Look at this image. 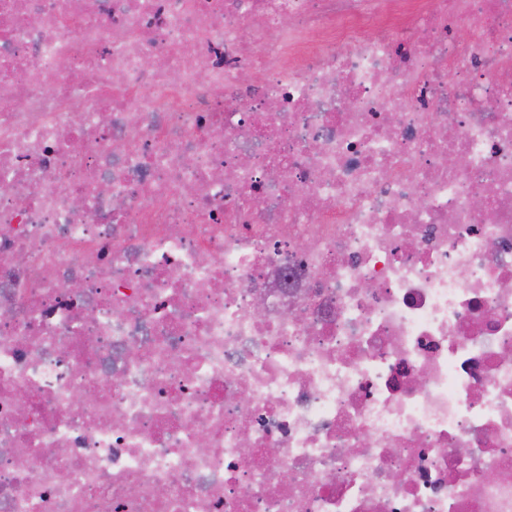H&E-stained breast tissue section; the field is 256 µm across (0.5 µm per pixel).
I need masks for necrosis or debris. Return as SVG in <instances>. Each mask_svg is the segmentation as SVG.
<instances>
[{
    "label": "necrosis or debris",
    "mask_w": 512,
    "mask_h": 512,
    "mask_svg": "<svg viewBox=\"0 0 512 512\" xmlns=\"http://www.w3.org/2000/svg\"><path fill=\"white\" fill-rule=\"evenodd\" d=\"M0 85V512H512V0H0Z\"/></svg>",
    "instance_id": "obj_1"
}]
</instances>
